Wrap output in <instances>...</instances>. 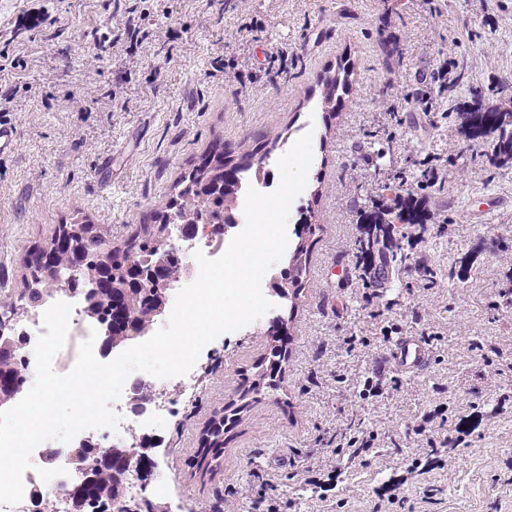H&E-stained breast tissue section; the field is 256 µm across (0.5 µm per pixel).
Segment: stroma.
<instances>
[{
  "mask_svg": "<svg viewBox=\"0 0 512 512\" xmlns=\"http://www.w3.org/2000/svg\"><path fill=\"white\" fill-rule=\"evenodd\" d=\"M1 47L22 65L0 69V86L18 90L17 147L0 156V302L21 288L27 254L73 217L123 246L205 156L242 144L276 159L312 136L298 199L312 219L288 224L289 246L310 247L298 297L256 332L220 336L201 391L158 427L166 505L259 512L266 493L288 512H512V160L490 166L495 135L468 137L457 117L467 105L512 111V0H7ZM341 65L350 86L331 107L322 81ZM428 155L439 183L424 191L427 230L394 226L422 240L379 290L391 308L371 318L365 190L388 176L392 206ZM422 266L431 287L415 285ZM389 323L434 334L432 363L381 373L383 396L361 398ZM272 330L280 387L226 425L208 470L201 434L251 385ZM439 404L443 417L422 427ZM354 422L378 447L332 446ZM310 467L338 471L336 489L305 485Z\"/></svg>",
  "mask_w": 512,
  "mask_h": 512,
  "instance_id": "1",
  "label": "stroma"
}]
</instances>
